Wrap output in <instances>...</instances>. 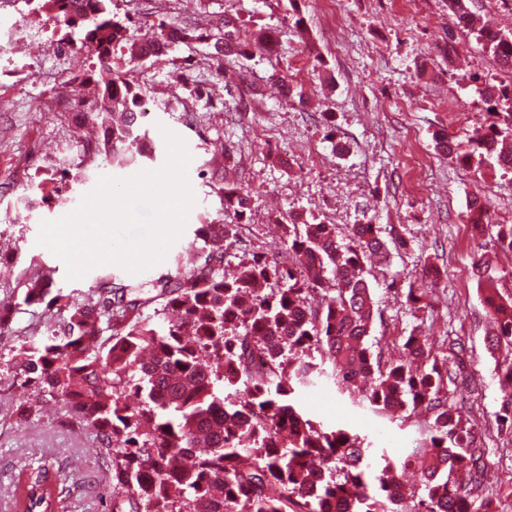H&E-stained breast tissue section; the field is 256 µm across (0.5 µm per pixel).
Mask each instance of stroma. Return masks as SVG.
Wrapping results in <instances>:
<instances>
[{
    "instance_id": "1",
    "label": "stroma",
    "mask_w": 512,
    "mask_h": 512,
    "mask_svg": "<svg viewBox=\"0 0 512 512\" xmlns=\"http://www.w3.org/2000/svg\"><path fill=\"white\" fill-rule=\"evenodd\" d=\"M19 19L27 24L23 42L0 52V86L15 104L0 112V252L13 259L10 282L35 258L54 269L56 287L83 292L102 275L124 277V270L106 265L67 280L64 263L37 245L39 225L72 211L100 174L124 178L129 171L83 153L89 132L72 113L36 111V102L56 95L90 111L96 92L86 77L94 56L86 48L63 51L66 26L36 0H0V40ZM160 19L189 24L205 38L172 45L158 61H117L148 105L143 128L155 152L145 169L165 162L162 128L181 136L194 161L188 177L196 204L181 238L144 278L175 270L205 220L227 227L228 272L253 255L284 252L282 226L292 215L335 225L341 239L368 222L383 240H402L368 277L379 307L369 343L385 362L400 358L401 337L417 326L464 343V356L449 354L447 366L465 368L473 387L453 399L482 434L485 495L497 512H512L505 494L512 487V435L498 428L503 392L485 346L491 320L472 274L474 261L489 257L495 288L512 294V252L499 248L495 231L512 224V173L492 158L463 166L435 145L436 133L463 143L474 127L490 123L483 90L512 81V74L475 33L456 26L448 0H151L131 38ZM262 27L274 30V47L251 42ZM228 30L245 53L214 61L213 42ZM282 76L304 88L307 103L284 96ZM226 181L250 193L242 219L224 210ZM475 197L489 207L491 226L480 234L467 221ZM430 265L439 277H425ZM422 287L431 291L432 308L411 312L405 295ZM320 385L326 393L309 399V407L331 423L354 421L375 447L399 454L426 430L424 415L391 423L353 406L331 381ZM16 409L0 383V512H13L5 490L18 473L44 465L71 489L57 512H103L95 432L63 426L64 410L55 404L23 423Z\"/></svg>"
}]
</instances>
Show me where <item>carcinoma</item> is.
<instances>
[{"mask_svg":"<svg viewBox=\"0 0 512 512\" xmlns=\"http://www.w3.org/2000/svg\"><path fill=\"white\" fill-rule=\"evenodd\" d=\"M46 5L83 29L81 46L97 59L88 79L99 103L90 119L103 134L85 150L119 168L138 164L153 148L139 133L147 116L140 90L113 66V52L129 40L125 21L107 0ZM448 9L473 29L467 0H448ZM477 36L512 73V31L481 28ZM194 39L192 28L161 21L136 57L158 59L170 43ZM485 95L507 112L503 123L474 128L465 150L446 133L438 145L466 165L491 156L511 172L512 87L488 86ZM249 202L244 188L224 184V209L241 217ZM487 220L485 203L473 200V229L484 231ZM285 233L294 263L255 257L226 277V225L202 224L187 267L140 282L108 274L78 299L52 289L53 271L32 261L17 282L22 301H0V335L15 338L8 352L0 349V371L17 397L36 391L63 406L64 423L95 431L108 512H495L481 495L485 462L471 420L448 398L469 376L449 374L418 325L401 338L399 361L381 362L368 343L377 312L369 266L389 255L379 228L355 224L343 242L335 225L291 216ZM493 270L488 259L473 265L480 283H491ZM329 282L323 307H312L309 295ZM484 302L512 433V295L488 288ZM406 304L429 309L427 289H408ZM26 306L41 309L46 335L13 327ZM159 315L161 326L153 322ZM322 377L341 394L370 379L349 399L391 422L424 408L426 433L404 456H374L367 437L305 406V391ZM407 470L417 487L394 491ZM48 473L43 466L18 474L13 512L55 508L67 491L48 484Z\"/></svg>","mask_w":512,"mask_h":512,"instance_id":"carcinoma-1","label":"carcinoma"}]
</instances>
